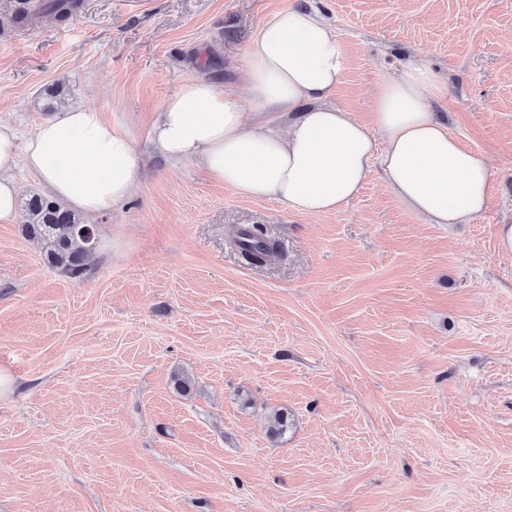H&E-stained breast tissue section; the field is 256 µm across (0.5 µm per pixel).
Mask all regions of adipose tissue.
<instances>
[{"label": "adipose tissue", "instance_id": "adipose-tissue-1", "mask_svg": "<svg viewBox=\"0 0 512 512\" xmlns=\"http://www.w3.org/2000/svg\"><path fill=\"white\" fill-rule=\"evenodd\" d=\"M243 59L234 92L202 76L164 102L148 135L167 161L200 158L214 183L309 215L338 211L374 168L427 223L460 224L483 212L492 170L431 111V99L448 91L432 69L411 63L382 80L365 126L327 101L343 52L317 12L278 11ZM21 167L61 204L102 218L131 199L142 173L130 135L83 105L43 121L24 142L0 122L1 224L15 220Z\"/></svg>", "mask_w": 512, "mask_h": 512}]
</instances>
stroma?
Instances as JSON below:
<instances>
[{
	"mask_svg": "<svg viewBox=\"0 0 512 512\" xmlns=\"http://www.w3.org/2000/svg\"><path fill=\"white\" fill-rule=\"evenodd\" d=\"M21 5L0 0V119L26 139L91 106L144 175L94 218L84 279L0 224V512H512V0H81L28 27ZM285 7L336 32L355 120L408 62L447 77L432 109L494 172L480 215L426 223L375 171L301 214L151 149L178 86L232 88ZM252 226L283 259H242Z\"/></svg>",
	"mask_w": 512,
	"mask_h": 512,
	"instance_id": "35a3bbf8",
	"label": "stroma"
}]
</instances>
